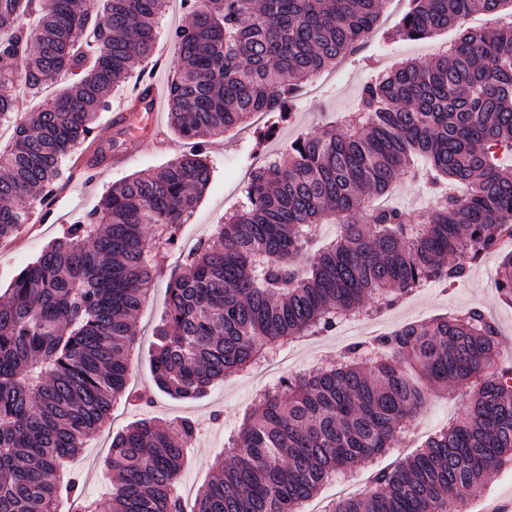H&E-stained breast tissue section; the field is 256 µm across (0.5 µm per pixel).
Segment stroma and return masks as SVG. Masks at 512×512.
<instances>
[{
	"instance_id": "35a3bbf8",
	"label": "stroma",
	"mask_w": 512,
	"mask_h": 512,
	"mask_svg": "<svg viewBox=\"0 0 512 512\" xmlns=\"http://www.w3.org/2000/svg\"><path fill=\"white\" fill-rule=\"evenodd\" d=\"M383 10L381 29L365 51L355 60L324 73L312 86L304 89L299 105L290 115L267 117L266 126L276 130V138L260 137L253 131L245 134L228 132L209 143L208 158L214 167L213 179L183 229L181 246L158 257L161 275L153 300L138 318L140 335L128 379L131 391H141L152 382L149 353L155 342L154 328L167 307L171 278L179 273L184 253L199 239L210 237L215 225L223 223L227 212L238 206L243 175L253 154L262 149L285 153L301 133L321 131L335 121L338 113L353 109L361 86L374 76L376 68H388L405 59L427 60L449 40L445 34L418 41L389 40L385 32L397 24L402 11L393 4L384 5ZM186 21L185 12L176 5L159 23L155 48L144 73L154 80L159 92H166L174 62L170 33ZM141 76L130 75L112 98L113 107L126 109L120 149L131 155V162L120 167L112 166L107 160L101 162L95 170L94 181L75 179L61 189L51 206L50 218L25 225L15 238L0 243V295L44 246L60 237L76 217L92 210L112 184L142 171L158 169L186 151V143L169 127L167 105H160L154 114L140 107H130V96ZM499 263V254H486L472 267L468 278L456 287L447 289L434 285L414 299L399 301L382 313L377 332L478 305L494 318L500 336L512 342V304L501 302L495 289ZM347 344V339L332 332L310 338L291 351L279 374L288 377L308 373L338 362ZM265 385L264 379L243 373L215 383L200 400L180 401L160 393L148 406L119 403L102 428L90 437L83 453L68 462L66 469L76 477L82 493L107 500L113 476L105 469L103 461L111 450L113 436L139 418L170 421L189 417L197 422L199 433L184 463L181 485L185 489L186 504H193L213 475V463L230 456L229 441L237 434L244 416L257 408ZM470 395L471 389L466 385H452L447 392L431 395L424 410L410 424L416 441H423L449 419L462 414Z\"/></svg>"
}]
</instances>
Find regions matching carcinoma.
<instances>
[{
  "mask_svg": "<svg viewBox=\"0 0 512 512\" xmlns=\"http://www.w3.org/2000/svg\"><path fill=\"white\" fill-rule=\"evenodd\" d=\"M167 0H0V119L14 88L73 82L0 143V241L49 208L67 160L103 139L112 91L149 58ZM170 125L191 150L104 192L97 207L15 276L0 302V512H56L77 491L65 463L127 391L138 327L162 246L175 243L212 178L206 137L283 112L315 74L352 59L381 0H182ZM509 0H410L396 34L450 28L430 60L362 86L358 107L252 171L241 208L199 240L171 279L151 356L154 385L178 400L247 371L300 336L393 306L429 282L466 279L512 229V10ZM474 14L496 19L472 30ZM434 191L414 216L378 206L397 180ZM318 224L336 235L314 240ZM497 294L512 301V252ZM473 390L464 413L371 488L328 512H465L486 474L512 465V354L473 306L356 342L340 362L283 378L245 417L192 512H301L332 477L396 447L429 395ZM188 417L141 419L112 438L108 505L84 512H185Z\"/></svg>",
  "mask_w": 512,
  "mask_h": 512,
  "instance_id": "obj_1",
  "label": "carcinoma"
}]
</instances>
